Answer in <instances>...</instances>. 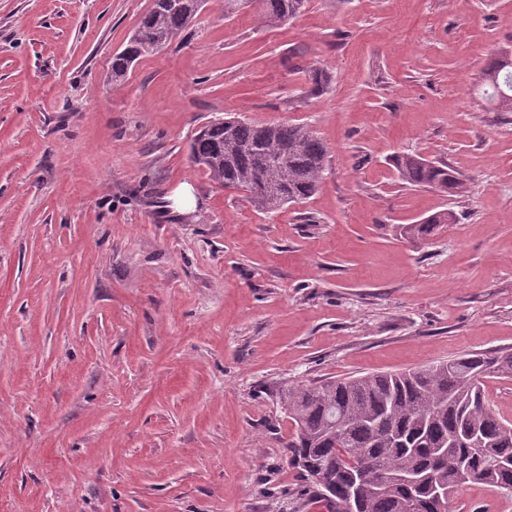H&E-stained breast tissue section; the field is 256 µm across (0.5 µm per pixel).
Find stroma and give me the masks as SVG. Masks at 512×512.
I'll return each mask as SVG.
<instances>
[{
    "mask_svg": "<svg viewBox=\"0 0 512 512\" xmlns=\"http://www.w3.org/2000/svg\"><path fill=\"white\" fill-rule=\"evenodd\" d=\"M150 5L0 0V512H320L285 388L512 350V112L477 93L512 0H308L276 26L206 0L112 80ZM225 115L313 129L318 190L266 212L210 180L189 146ZM401 152L463 194L402 183ZM454 219L452 212H437L424 218L419 224H412L409 232L417 238L426 239L434 236L441 224H450Z\"/></svg>",
    "mask_w": 512,
    "mask_h": 512,
    "instance_id": "stroma-1",
    "label": "stroma"
}]
</instances>
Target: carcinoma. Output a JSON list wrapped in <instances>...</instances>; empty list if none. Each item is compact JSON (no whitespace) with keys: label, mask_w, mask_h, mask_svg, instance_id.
<instances>
[{"label":"carcinoma","mask_w":512,"mask_h":512,"mask_svg":"<svg viewBox=\"0 0 512 512\" xmlns=\"http://www.w3.org/2000/svg\"><path fill=\"white\" fill-rule=\"evenodd\" d=\"M265 20L283 23L305 9L307 0H259ZM195 15L185 0H152L126 46L112 56V79L130 65L168 46L191 25ZM483 75L485 100L497 112H512V63L491 59ZM190 156L224 187L246 190L259 210L274 211L310 197L319 187L327 150L305 125L255 124L236 117L218 119L199 130ZM394 165L402 182L412 187L440 189L451 195L463 182L447 165L417 153H402ZM451 212L434 213L412 225L410 233L426 239ZM512 379V353H466L446 362L395 374H366L326 379L287 390L283 404L295 433L288 442L290 462L323 503L326 512H343L357 475L365 491L358 512H421L432 507L430 478L446 466L452 512L456 482L452 464L469 463L481 484L512 492V422L487 401L483 381Z\"/></svg>","instance_id":"cac0c4a2"}]
</instances>
